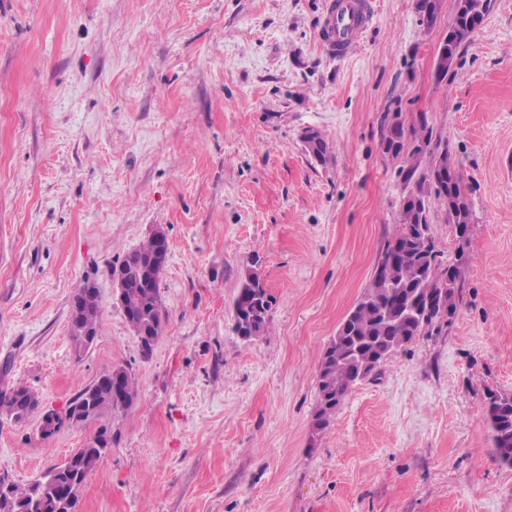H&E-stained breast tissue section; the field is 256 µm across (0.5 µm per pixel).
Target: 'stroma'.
Returning a JSON list of instances; mask_svg holds the SVG:
<instances>
[{"label":"stroma","instance_id":"35a3bbf8","mask_svg":"<svg viewBox=\"0 0 512 512\" xmlns=\"http://www.w3.org/2000/svg\"><path fill=\"white\" fill-rule=\"evenodd\" d=\"M327 0H0V475L31 484L96 431L112 446L77 512H512L482 399L512 392V0H492L444 80L453 24L375 0L339 60ZM427 116L470 203L465 288L448 334L417 336L316 430L324 348L396 229L401 160L386 113ZM328 143L317 162L306 131ZM163 228L167 320L143 356L110 271ZM272 298L268 333L233 330L246 271ZM99 291L100 332L75 358L68 311ZM133 405L51 437L112 366ZM38 407L39 401L23 386H17L0 397L1 414L5 411L16 420H26Z\"/></svg>","mask_w":512,"mask_h":512}]
</instances>
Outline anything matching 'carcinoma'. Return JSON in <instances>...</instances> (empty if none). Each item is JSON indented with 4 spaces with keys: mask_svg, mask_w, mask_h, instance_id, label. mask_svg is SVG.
Masks as SVG:
<instances>
[{
    "mask_svg": "<svg viewBox=\"0 0 512 512\" xmlns=\"http://www.w3.org/2000/svg\"><path fill=\"white\" fill-rule=\"evenodd\" d=\"M490 0H456V15L448 35L442 42L448 47V56L440 60L445 69L454 63L460 46L476 32L472 23L475 16L487 14ZM383 153L392 157H404L405 166L400 173L406 194L400 205L399 224L395 234L380 251L375 271L367 288L350 308L323 350L318 366V404L314 414V427L325 429L350 389L370 376L359 371L356 361L350 358L353 348L361 357L383 365L413 336H440L453 326L459 311L464 288V277L457 273L448 280L451 267L441 259L436 249L435 236L430 222V209L436 202L443 209L449 224L470 223V205L462 187V177L449 173L440 175V156L448 155V141L433 137L425 116L419 124L406 128L399 118L387 125L382 139ZM308 152L317 161L325 160L327 143L316 133L307 144ZM130 256L120 262L126 269L124 301L121 303L126 319L139 341L151 338L156 341L164 333L166 313L159 288L163 267L153 270L154 284L150 295L136 287L139 269L129 264ZM84 282L78 286L75 296L83 301L82 316L86 326L99 332L100 296L98 291L88 292ZM259 274L249 271L241 279L234 299L235 332L249 340L264 336L271 325V296L263 291ZM431 297L436 301L435 310L425 325L387 319L396 315L403 298ZM121 374L122 390L126 401L99 396L88 400L92 386L81 390L68 406L84 404L87 411L81 421L99 420L107 415L127 410L137 397V382L129 369L116 366ZM39 407V401L23 386H17L0 397V411L17 420L28 418ZM485 413L497 460L512 466V393L490 391L485 397ZM109 450V444L92 448L85 443L75 449L60 464L50 468L43 476L28 486L29 493L19 502L0 500V512H61L57 501L40 492L42 483L54 476L66 487L68 508L76 512L79 493L87 474L95 471L101 458Z\"/></svg>",
    "mask_w": 512,
    "mask_h": 512,
    "instance_id": "obj_1",
    "label": "carcinoma"
}]
</instances>
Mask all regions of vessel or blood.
I'll list each match as a JSON object with an SVG mask.
<instances>
[{
    "instance_id": "obj_1",
    "label": "vessel or blood",
    "mask_w": 512,
    "mask_h": 512,
    "mask_svg": "<svg viewBox=\"0 0 512 512\" xmlns=\"http://www.w3.org/2000/svg\"><path fill=\"white\" fill-rule=\"evenodd\" d=\"M374 12V0H328L323 47L331 55L348 57L371 27Z\"/></svg>"
}]
</instances>
